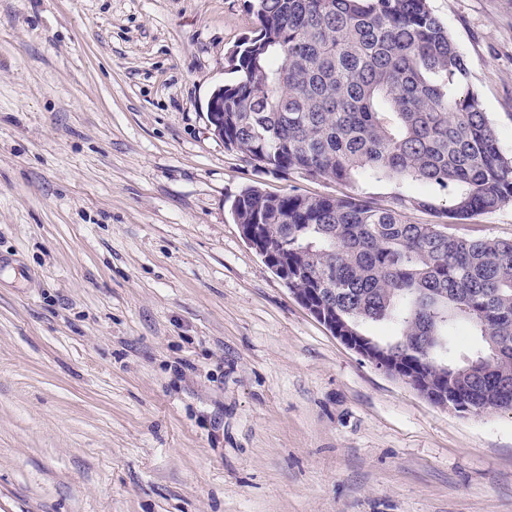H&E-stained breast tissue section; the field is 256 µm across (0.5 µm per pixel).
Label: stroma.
I'll return each mask as SVG.
<instances>
[{"label": "stroma", "instance_id": "1", "mask_svg": "<svg viewBox=\"0 0 512 512\" xmlns=\"http://www.w3.org/2000/svg\"><path fill=\"white\" fill-rule=\"evenodd\" d=\"M512 154V0H430ZM244 0H0V512H512V412L334 336L244 240L210 129ZM453 233L512 240V205Z\"/></svg>", "mask_w": 512, "mask_h": 512}]
</instances>
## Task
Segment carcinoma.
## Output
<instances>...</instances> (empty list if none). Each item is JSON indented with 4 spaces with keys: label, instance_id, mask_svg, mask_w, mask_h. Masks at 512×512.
<instances>
[{
    "label": "carcinoma",
    "instance_id": "obj_1",
    "mask_svg": "<svg viewBox=\"0 0 512 512\" xmlns=\"http://www.w3.org/2000/svg\"><path fill=\"white\" fill-rule=\"evenodd\" d=\"M247 6L259 25L228 56L224 146L351 191L247 186L231 202L235 223L257 226L275 274L336 313L340 329L431 388L453 385L466 414L512 411V240L450 231L512 204V156L448 27L429 0ZM362 181L399 192L381 207L353 191ZM410 209L446 221L413 224ZM373 324L393 335L379 338ZM461 325L477 343L458 354L448 337Z\"/></svg>",
    "mask_w": 512,
    "mask_h": 512
}]
</instances>
